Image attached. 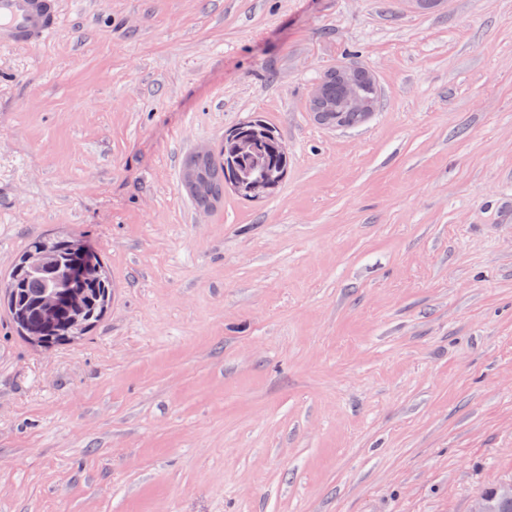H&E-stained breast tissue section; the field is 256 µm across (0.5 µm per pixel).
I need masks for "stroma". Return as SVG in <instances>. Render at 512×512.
<instances>
[{
    "mask_svg": "<svg viewBox=\"0 0 512 512\" xmlns=\"http://www.w3.org/2000/svg\"><path fill=\"white\" fill-rule=\"evenodd\" d=\"M0 47V277L83 237L114 297L0 308V512H471L512 480V0H59ZM352 61L370 119L318 124ZM258 114L271 193L181 177ZM336 78L337 85L341 88V100L332 106L326 99L323 81L315 83L310 94V105L316 118L323 124L342 127L345 123L343 112H357L363 120L368 119L375 111L377 98V84L375 76L367 69L351 63L341 62L329 73ZM333 81H328L326 88L327 97L336 102L339 97V88Z\"/></svg>",
    "mask_w": 512,
    "mask_h": 512,
    "instance_id": "obj_1",
    "label": "stroma"
}]
</instances>
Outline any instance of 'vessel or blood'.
<instances>
[{
    "label": "vessel or blood",
    "mask_w": 512,
    "mask_h": 512,
    "mask_svg": "<svg viewBox=\"0 0 512 512\" xmlns=\"http://www.w3.org/2000/svg\"><path fill=\"white\" fill-rule=\"evenodd\" d=\"M61 27L58 0H0V46L36 47Z\"/></svg>",
    "instance_id": "b4317fda"
}]
</instances>
